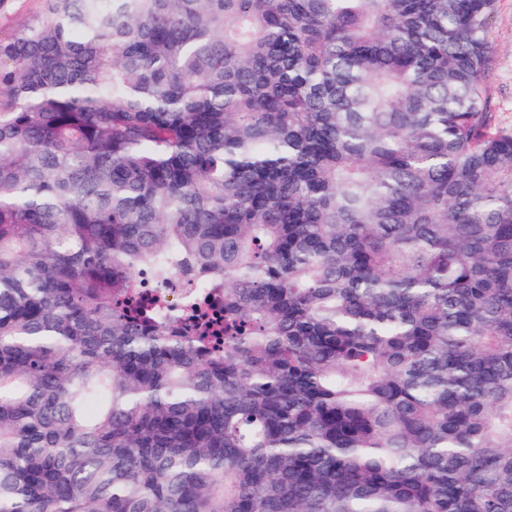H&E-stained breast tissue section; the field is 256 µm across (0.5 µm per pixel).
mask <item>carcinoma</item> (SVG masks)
Listing matches in <instances>:
<instances>
[{
    "instance_id": "carcinoma-1",
    "label": "carcinoma",
    "mask_w": 512,
    "mask_h": 512,
    "mask_svg": "<svg viewBox=\"0 0 512 512\" xmlns=\"http://www.w3.org/2000/svg\"><path fill=\"white\" fill-rule=\"evenodd\" d=\"M41 2L0 39V512H512L496 0ZM143 277L146 279L143 288L145 300L148 304L154 302L160 313L174 312L197 289L179 278L170 280L164 287H158L150 278Z\"/></svg>"
}]
</instances>
